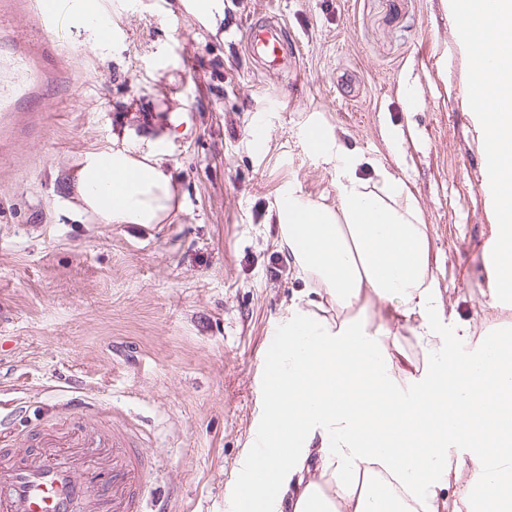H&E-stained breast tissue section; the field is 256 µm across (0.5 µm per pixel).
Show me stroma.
<instances>
[{
	"instance_id": "stroma-1",
	"label": "stroma",
	"mask_w": 512,
	"mask_h": 512,
	"mask_svg": "<svg viewBox=\"0 0 512 512\" xmlns=\"http://www.w3.org/2000/svg\"><path fill=\"white\" fill-rule=\"evenodd\" d=\"M89 8L112 12L97 52ZM275 15L295 39L269 68L241 32ZM455 29L443 0H224L212 26L183 0H64L45 39L0 0V76L14 33L36 47V100L0 129V448H80L126 426L156 461L148 507L228 512L270 326L307 293L279 247L277 199L292 183L336 202L312 123L363 157L364 177L406 183L444 309L479 336L512 330V304L483 295L494 215ZM169 122L177 213L148 230L74 215L61 180L86 151Z\"/></svg>"
}]
</instances>
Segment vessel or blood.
Masks as SVG:
<instances>
[{"mask_svg": "<svg viewBox=\"0 0 512 512\" xmlns=\"http://www.w3.org/2000/svg\"><path fill=\"white\" fill-rule=\"evenodd\" d=\"M39 28L55 27L59 0H31ZM247 50L265 65H276L284 44L281 26L261 23L246 28ZM13 78L0 82V121L8 120L31 90L29 61L16 56ZM150 457L126 430L112 432V456L93 462L62 461L59 451L29 448L0 451V512H70L74 503L96 498L112 512H144L143 487L152 471Z\"/></svg>", "mask_w": 512, "mask_h": 512, "instance_id": "obj_1", "label": "vessel or blood"}]
</instances>
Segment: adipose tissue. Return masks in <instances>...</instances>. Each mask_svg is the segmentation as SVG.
I'll list each match as a JSON object with an SVG mask.
<instances>
[{"label": "adipose tissue", "mask_w": 512, "mask_h": 512, "mask_svg": "<svg viewBox=\"0 0 512 512\" xmlns=\"http://www.w3.org/2000/svg\"><path fill=\"white\" fill-rule=\"evenodd\" d=\"M169 142L128 132L85 153L86 210L102 224L160 223L173 209ZM319 153L335 167V204L291 185L279 195L280 245L313 297L273 324L252 436L267 479L233 489L231 512H512V336L478 338L445 314L402 180L383 170L369 184L328 132ZM372 299L409 328L422 368L397 365L370 336L361 311Z\"/></svg>", "instance_id": "adipose-tissue-1"}]
</instances>
